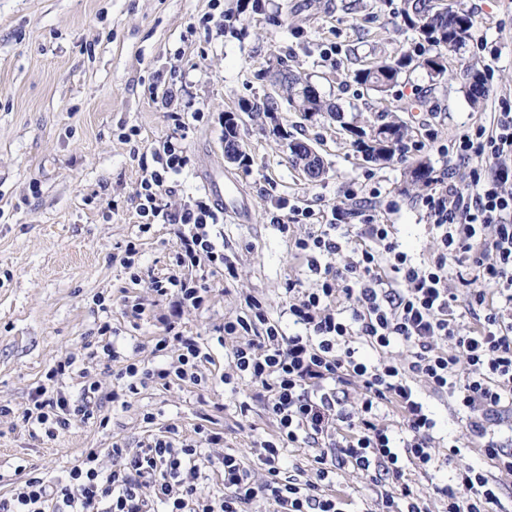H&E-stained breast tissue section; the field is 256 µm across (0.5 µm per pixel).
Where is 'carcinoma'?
I'll return each mask as SVG.
<instances>
[{
	"label": "carcinoma",
	"instance_id": "carcinoma-1",
	"mask_svg": "<svg viewBox=\"0 0 512 512\" xmlns=\"http://www.w3.org/2000/svg\"><path fill=\"white\" fill-rule=\"evenodd\" d=\"M402 15L410 28L418 31L425 41L437 48V52L415 59L405 55L396 60H383L363 68L354 74V81L380 96H385L408 72L421 68L434 81L445 78L448 68V54L458 52L463 45L467 31L474 24V15L468 9L459 6L455 9L445 6L440 0H403ZM278 88L290 106L304 115L315 112L337 111V107L322 99L317 88L291 72L285 62H278ZM463 88L475 108L481 106L485 91L480 76L464 71ZM345 130L356 136L355 144L360 148L367 162H389L403 147L407 136V126L397 120L384 121L366 132L351 126ZM238 124L228 116L224 122V142L233 150L234 160L243 154L238 148ZM286 149L292 162L296 163L309 156L311 146L300 139L287 142ZM408 180L414 186L428 187L435 182V170L430 161L420 159L408 170Z\"/></svg>",
	"mask_w": 512,
	"mask_h": 512
}]
</instances>
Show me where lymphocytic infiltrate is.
Returning <instances> with one entry per match:
<instances>
[{
  "instance_id": "f902f5d3",
  "label": "lymphocytic infiltrate",
  "mask_w": 512,
  "mask_h": 512,
  "mask_svg": "<svg viewBox=\"0 0 512 512\" xmlns=\"http://www.w3.org/2000/svg\"><path fill=\"white\" fill-rule=\"evenodd\" d=\"M499 108L494 130H464L444 148L470 163V186L461 190L440 183L425 196L439 237L423 265L412 264L388 225L373 223L365 210L335 209L326 224L294 240L317 277L305 290L293 281L287 285L288 315L297 332L286 335L252 296L243 311L225 320L222 331L236 344L221 381L251 385L240 413L257 402L275 424L274 433L256 443L257 467L234 454L219 456L224 491L207 493L200 486L198 449L223 447V432L200 426L197 441L190 442L172 428L132 452L113 444L117 464L107 474L100 472L93 448L83 466L71 471L69 483L29 473L15 493L0 497V512H156L161 505L167 512H250L262 496L273 501L274 512H343L341 495L327 490L339 467L364 479L377 471L391 479L394 489L382 494L380 512H428L403 479L404 462L425 469L436 460V422L420 395L424 387L454 400L470 437L499 473L512 476V448L505 438L512 422L501 419L503 411L512 410V101L502 100ZM154 161L141 181L140 230L175 227L176 269L150 281L151 291L171 302L154 344L155 355L169 356L170 362L127 363L117 374L116 402L151 382L200 383L199 367L211 355L179 330L177 320L184 310L204 308L209 278L238 276L213 234L224 221L223 210L205 196L172 211L158 201L159 189L169 175L182 172L188 156L169 143ZM352 219L361 247L339 267L338 233ZM456 262L463 271L452 272ZM384 263L393 273L388 283L376 273ZM186 268L193 277L183 276ZM461 299L474 318L468 326L455 316ZM398 345L404 358L390 354ZM364 346L377 351L378 359H365ZM388 408L400 413V429L383 423ZM77 416L89 418L87 406H71L64 395H48L43 386L23 412L49 438L69 429ZM302 445L315 451V477L304 482L284 475L281 467L284 449ZM460 455V445L449 443L448 456L456 461L453 482L434 489L444 512H495L496 476L459 464Z\"/></svg>"
}]
</instances>
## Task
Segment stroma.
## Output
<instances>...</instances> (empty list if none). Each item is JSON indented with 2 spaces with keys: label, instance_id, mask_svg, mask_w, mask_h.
<instances>
[{
  "label": "stroma",
  "instance_id": "35a3bbf8",
  "mask_svg": "<svg viewBox=\"0 0 512 512\" xmlns=\"http://www.w3.org/2000/svg\"><path fill=\"white\" fill-rule=\"evenodd\" d=\"M462 4L474 17L464 48L448 56V74L436 83L421 70L393 87L385 100L364 94L354 81L357 69L405 53L433 48L401 17L402 0H247L234 30L224 15L238 0H0V496L20 482L17 466L50 480H67L89 448L111 470L106 450L113 442L138 448L149 436L177 427L195 439L198 425L224 432V449L254 461L256 437L274 432L260 406L248 414L238 403L251 392L231 389L220 377L229 346L214 339V328L241 312L245 296L266 305L285 333L295 327L284 309L288 281L310 288L316 277L293 249L306 224L283 233L272 217L290 222L291 206L327 215L336 207H364L374 223L389 224L413 262L427 259L437 244L422 204L427 188L406 183L418 158L428 159L448 181L469 184L468 164L442 154V145L460 131L493 128L500 99H512V5L506 0H446ZM488 43L481 52L477 43ZM289 69L314 83L324 100L337 104L339 117L310 116L279 101L274 112L251 117L245 104L272 93V66ZM485 79L481 107L469 104L464 70ZM176 83L182 93L171 104L153 98V83ZM404 121L409 135L388 163L364 161L347 128L371 129L381 110ZM186 115L176 127L170 115ZM233 116L247 165L224 157V119ZM310 143L326 168L320 181L307 180L291 166L285 135ZM189 158L174 193L160 200L175 208L206 191L209 173L233 179L246 198L250 217L220 226L224 252L235 262L237 280L210 278L205 309L185 312L181 329L208 346L211 360L200 368L202 382L163 387L148 384L123 409H113L115 376L128 360H150L160 332L158 316L166 298L149 288L150 277L171 269L176 236L170 224L140 232L142 162L164 141ZM362 184L357 199L345 195L349 183ZM135 243L142 273L133 283L120 260ZM104 305H96V297ZM141 299L146 312L129 322L125 298ZM116 332L119 360L82 361L85 347L105 344L102 324ZM76 370L58 387L72 404H88L91 419H74L55 438L33 432L22 416L35 388L67 355ZM94 398H86L89 384ZM437 426L439 463L429 472L406 464L405 477L430 512L441 504L433 487L446 483L448 442L466 445L463 463L491 470L448 396L424 392ZM153 423H146V414ZM384 483L337 469L334 489L346 512H377Z\"/></svg>",
  "mask_w": 512,
  "mask_h": 512
}]
</instances>
